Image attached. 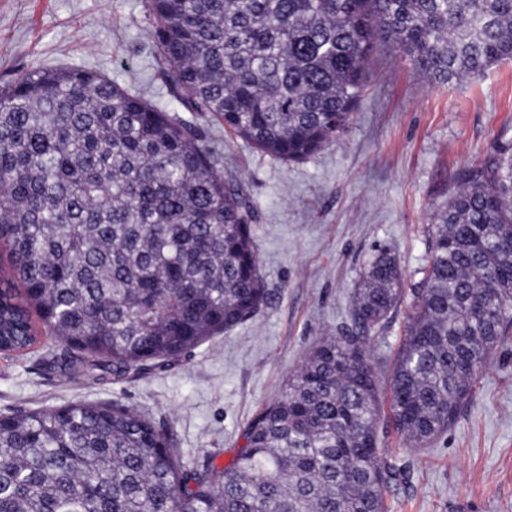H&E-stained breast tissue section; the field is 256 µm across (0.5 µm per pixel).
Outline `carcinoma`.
I'll return each instance as SVG.
<instances>
[{
	"label": "carcinoma",
	"mask_w": 512,
	"mask_h": 512,
	"mask_svg": "<svg viewBox=\"0 0 512 512\" xmlns=\"http://www.w3.org/2000/svg\"><path fill=\"white\" fill-rule=\"evenodd\" d=\"M187 112L281 162L349 124L386 42L433 85L512 58V0H148ZM191 124L91 70L0 88V349L117 379L172 360L268 302L247 196ZM423 278L382 401L368 341L404 297L395 255L360 275L346 333L317 345L226 466H187L135 408L0 414V512H385L401 476L386 418L422 447L454 425L512 330V147L464 173L428 230Z\"/></svg>",
	"instance_id": "carcinoma-1"
}]
</instances>
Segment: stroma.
<instances>
[{"mask_svg": "<svg viewBox=\"0 0 512 512\" xmlns=\"http://www.w3.org/2000/svg\"><path fill=\"white\" fill-rule=\"evenodd\" d=\"M146 10L147 0H0V86L35 66L89 69L183 114L249 198L269 301L179 361L120 381L69 378L45 342L0 356V413L118 402L167 427L185 462L224 466L308 353L350 326L353 292L375 255L395 254L406 287L421 280L435 213L465 170L512 141V59L478 80L433 86L379 44L344 132L314 157L282 163L183 112ZM409 306L402 301L371 341L379 370L392 362ZM379 436L404 471L386 512H512V335L447 433L425 448L406 447L384 423Z\"/></svg>", "mask_w": 512, "mask_h": 512, "instance_id": "obj_1", "label": "stroma"}]
</instances>
